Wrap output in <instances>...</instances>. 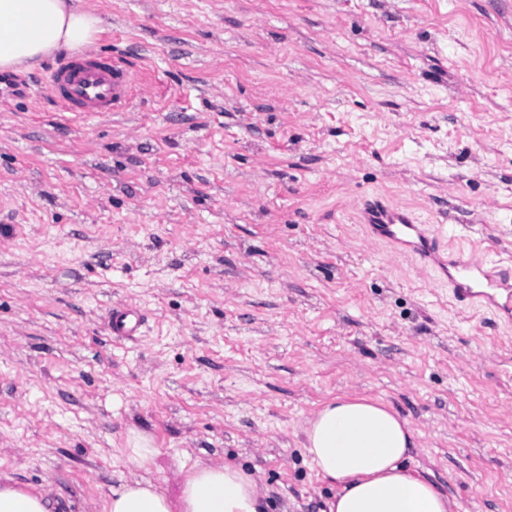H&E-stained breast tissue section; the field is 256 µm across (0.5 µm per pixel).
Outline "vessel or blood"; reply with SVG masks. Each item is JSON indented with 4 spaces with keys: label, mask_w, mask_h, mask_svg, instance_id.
<instances>
[{
    "label": "vessel or blood",
    "mask_w": 512,
    "mask_h": 512,
    "mask_svg": "<svg viewBox=\"0 0 512 512\" xmlns=\"http://www.w3.org/2000/svg\"><path fill=\"white\" fill-rule=\"evenodd\" d=\"M51 89L62 111L85 115L118 112L136 96L140 78L130 63L101 55H79L63 61L50 77ZM366 234L396 254L437 269L452 288L459 310L481 306L512 320V272L486 268L473 253L454 247L444 237L426 232L405 206L372 202L363 208ZM143 315L133 307L110 317L116 336L135 335Z\"/></svg>",
    "instance_id": "b4317fda"
}]
</instances>
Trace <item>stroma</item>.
Returning a JSON list of instances; mask_svg holds the SVG:
<instances>
[{
	"label": "stroma",
	"instance_id": "obj_1",
	"mask_svg": "<svg viewBox=\"0 0 512 512\" xmlns=\"http://www.w3.org/2000/svg\"><path fill=\"white\" fill-rule=\"evenodd\" d=\"M144 75L60 110L51 56L0 103V478L99 512L133 477L253 474L325 512L303 427L390 404L460 512H512V324L366 239L365 203L512 259V0H83ZM141 308L139 336L109 329ZM158 454L133 473V435Z\"/></svg>",
	"mask_w": 512,
	"mask_h": 512
}]
</instances>
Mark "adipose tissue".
Instances as JSON below:
<instances>
[{"mask_svg": "<svg viewBox=\"0 0 512 512\" xmlns=\"http://www.w3.org/2000/svg\"><path fill=\"white\" fill-rule=\"evenodd\" d=\"M92 12L66 0H0V71L20 73L47 56L86 48L100 31ZM303 446L322 479L337 484L328 512H453L435 483L407 467L409 422L382 401L339 397L303 429ZM255 478L231 465L196 464L177 499L138 480L113 491L104 512H263ZM45 492L0 483V512H51Z\"/></svg>", "mask_w": 512, "mask_h": 512, "instance_id": "obj_1", "label": "adipose tissue"}]
</instances>
